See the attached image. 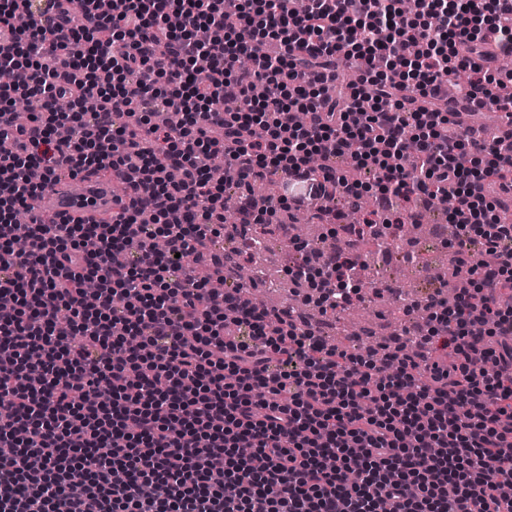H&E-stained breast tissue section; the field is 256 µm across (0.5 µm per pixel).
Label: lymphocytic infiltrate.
I'll use <instances>...</instances> for the list:
<instances>
[{
    "label": "lymphocytic infiltrate",
    "mask_w": 512,
    "mask_h": 512,
    "mask_svg": "<svg viewBox=\"0 0 512 512\" xmlns=\"http://www.w3.org/2000/svg\"><path fill=\"white\" fill-rule=\"evenodd\" d=\"M237 2L116 0L104 16L97 0H0V69L24 72L0 89V512H512V221L489 192L512 188V155L452 111L485 99L512 124L494 57L470 51L491 28L512 54V0H419L412 14L400 0ZM341 57L358 70L342 102ZM462 69L470 82L442 105ZM65 96L73 113L55 109ZM351 143L373 183L332 166ZM63 166L111 177V220L15 224ZM282 175L320 201L452 198L459 244L496 262L454 302L430 299L419 339L379 351L328 346L237 288L200 307L192 269L221 263L206 246L225 181ZM295 208L244 194L240 223ZM288 276L328 313L361 293L354 267L314 252ZM64 311L69 337L54 333Z\"/></svg>",
    "instance_id": "1"
}]
</instances>
